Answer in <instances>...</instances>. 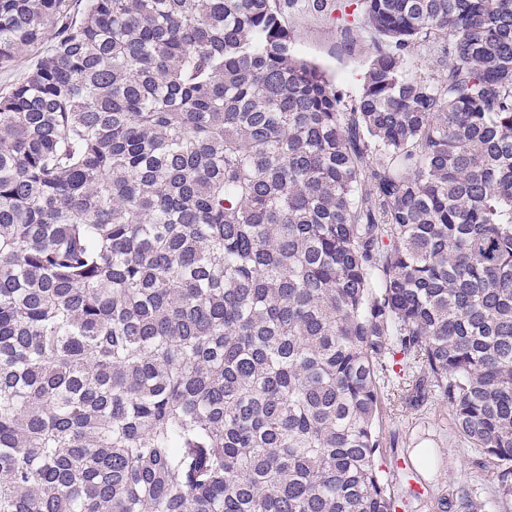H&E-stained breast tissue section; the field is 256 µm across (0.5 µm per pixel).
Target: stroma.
<instances>
[{
  "instance_id": "stroma-1",
  "label": "stroma",
  "mask_w": 512,
  "mask_h": 512,
  "mask_svg": "<svg viewBox=\"0 0 512 512\" xmlns=\"http://www.w3.org/2000/svg\"><path fill=\"white\" fill-rule=\"evenodd\" d=\"M294 45L302 57L319 64L332 77L346 98L359 96L364 65L372 53L368 38L349 45L329 15L319 12L312 0H295L284 15ZM386 443L380 460L386 476L395 468L414 472L425 489L421 500H408L398 512H430L431 503L448 484L462 488L472 502L501 500L505 512H512V493L500 496L482 477L476 454L465 447L454 432L447 406L439 397H430L424 409L413 411L398 405L387 406L379 422ZM433 449L440 468L431 473H415L416 449Z\"/></svg>"
}]
</instances>
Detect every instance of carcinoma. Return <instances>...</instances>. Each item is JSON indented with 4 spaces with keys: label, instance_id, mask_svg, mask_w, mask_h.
I'll return each instance as SVG.
<instances>
[{
    "label": "carcinoma",
    "instance_id": "1",
    "mask_svg": "<svg viewBox=\"0 0 512 512\" xmlns=\"http://www.w3.org/2000/svg\"><path fill=\"white\" fill-rule=\"evenodd\" d=\"M293 2L0 0V512H396L431 391L508 488L512 0H314L350 107ZM313 0H296L284 15L294 45L302 57L319 64L335 79L345 97L354 99L362 90L364 65L372 54V43L361 37L350 46L336 27V20L319 12ZM413 71L422 80L437 84L443 75V67L439 63L436 43L422 42L412 50Z\"/></svg>",
    "mask_w": 512,
    "mask_h": 512
}]
</instances>
